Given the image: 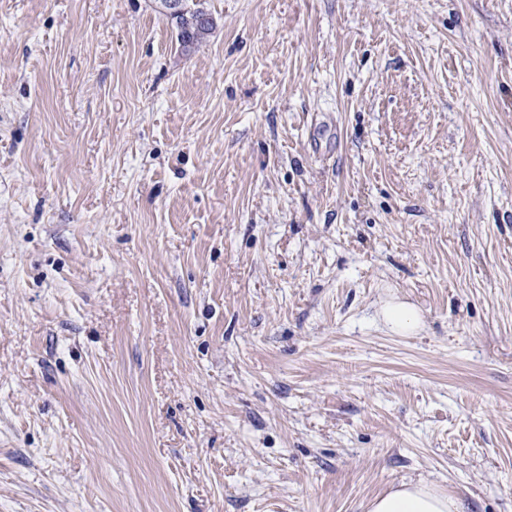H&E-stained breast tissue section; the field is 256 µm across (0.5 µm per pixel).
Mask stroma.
I'll use <instances>...</instances> for the list:
<instances>
[{"label": "stroma", "instance_id": "obj_1", "mask_svg": "<svg viewBox=\"0 0 512 512\" xmlns=\"http://www.w3.org/2000/svg\"><path fill=\"white\" fill-rule=\"evenodd\" d=\"M205 6L0 0V512H512V0ZM154 2L158 12L174 24L179 45L184 52L202 44L212 33L215 20L203 6V0H155ZM182 2L183 11L178 15ZM166 8V12L172 13L171 15L165 12ZM382 316L390 328L400 334H407L416 330L421 318L418 311L403 301H391L382 308ZM369 512H465L454 498L426 483H400L370 504Z\"/></svg>", "mask_w": 512, "mask_h": 512}]
</instances>
